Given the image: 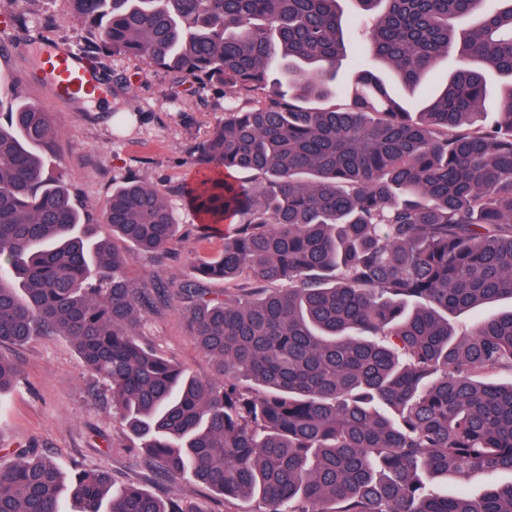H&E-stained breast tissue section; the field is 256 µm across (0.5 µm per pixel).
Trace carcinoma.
Returning <instances> with one entry per match:
<instances>
[{"label": "carcinoma", "instance_id": "carcinoma-1", "mask_svg": "<svg viewBox=\"0 0 512 512\" xmlns=\"http://www.w3.org/2000/svg\"><path fill=\"white\" fill-rule=\"evenodd\" d=\"M88 63L134 59L232 95L186 157L181 196L224 248L177 288L135 285L127 256L179 233L168 190L112 188L99 218L46 171L56 133L23 101L0 113V344L67 336L109 386L153 479L185 474L259 512H512V482L477 497L430 480L512 473V0H66ZM359 49L336 86L346 44ZM375 60L414 88L402 108ZM499 120L483 107L490 76ZM247 175V179L240 175ZM212 280L241 282L218 295ZM177 299L224 383L202 381L139 332ZM21 378L0 354V395ZM0 463V512H202L37 448ZM335 507L328 508L326 504ZM376 72L383 79L394 96L402 102H406L413 106L418 100L425 99L442 87L447 79L448 64L439 65L433 72L427 75L419 86L412 92L400 83L396 78L382 65H376Z\"/></svg>", "mask_w": 512, "mask_h": 512}]
</instances>
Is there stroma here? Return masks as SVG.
Returning a JSON list of instances; mask_svg holds the SVG:
<instances>
[{"mask_svg": "<svg viewBox=\"0 0 512 512\" xmlns=\"http://www.w3.org/2000/svg\"><path fill=\"white\" fill-rule=\"evenodd\" d=\"M64 0H0V104L21 98L49 112L57 136L47 155L73 194L100 209L113 186L137 176L176 188L189 182L185 163L191 147L224 120L228 98L220 85H186L173 93L172 80L163 72L136 61L117 58L109 67L114 80L113 123L100 113L78 112L75 103L51 99L31 81L34 60L45 47L68 44L84 47L73 23L64 19ZM25 16L22 24L14 16ZM377 72L394 96L406 103L425 99L442 87L447 65H439L416 89H408L385 68ZM180 226L179 237L167 253L146 257L126 251V276L135 284L161 280L168 287L192 276L194 259L224 246V229H204L199 215L177 195L168 198ZM147 340L190 374L205 380L215 376L214 362L191 340L175 304L154 311L145 328ZM0 354L15 361L20 382L0 398V460L14 449L33 445L63 471L75 463L107 470L116 484L143 479L144 472L124 447L125 428L103 381L81 362L69 338L36 336L21 346H2ZM171 496L205 512H257L254 499H226L216 504L191 480L169 483Z\"/></svg>", "mask_w": 512, "mask_h": 512, "instance_id": "stroma-1", "label": "stroma"}]
</instances>
